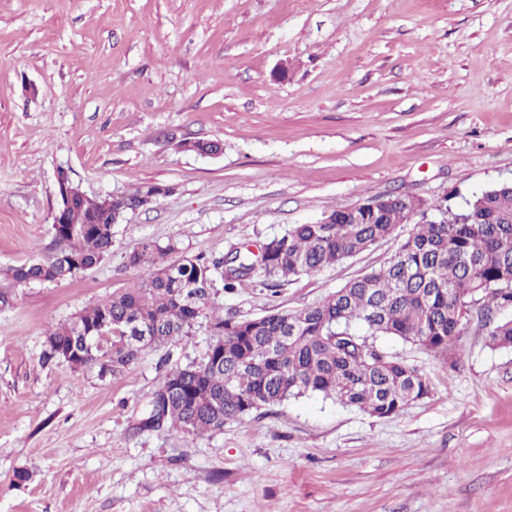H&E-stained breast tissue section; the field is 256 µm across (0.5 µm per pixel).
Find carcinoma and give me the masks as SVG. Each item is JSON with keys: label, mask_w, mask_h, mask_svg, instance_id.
Returning a JSON list of instances; mask_svg holds the SVG:
<instances>
[{"label": "carcinoma", "mask_w": 512, "mask_h": 512, "mask_svg": "<svg viewBox=\"0 0 512 512\" xmlns=\"http://www.w3.org/2000/svg\"><path fill=\"white\" fill-rule=\"evenodd\" d=\"M150 189L146 184L108 197H76V237L56 228L67 248L41 260L12 267L18 284L62 282L79 274L69 256L84 267L97 266L112 249V225L89 220L106 210L134 212ZM432 218L413 225L381 268L348 281L323 302L296 311L271 310L251 318L215 316L208 324L204 358L171 369L182 390L169 399L150 398L138 423L141 430L174 428L197 436L241 421L260 406L280 404L306 393L321 394L378 418H391L428 397L430 383L410 366L368 342L394 337L445 352L460 335L458 312L481 305L486 314L512 308V183L471 195L459 210L441 202H421ZM414 210L389 203L375 211L341 207L339 224H297L266 244L260 267L264 280L280 282L333 266L391 236ZM174 247L144 243L128 256L142 272L128 287L89 308L46 336V360L81 355V366L102 376L123 374L153 347L192 333L211 306L215 275L224 291L249 276L253 265L236 255L230 266L200 259L167 261ZM112 322V342L85 350L83 336L101 319ZM493 347H512V319L496 320L488 331Z\"/></svg>", "instance_id": "obj_1"}]
</instances>
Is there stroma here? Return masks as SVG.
Instances as JSON below:
<instances>
[{
	"mask_svg": "<svg viewBox=\"0 0 512 512\" xmlns=\"http://www.w3.org/2000/svg\"><path fill=\"white\" fill-rule=\"evenodd\" d=\"M197 139L221 153L180 149ZM61 169L90 196L169 192L92 270L15 284L61 249ZM503 181L512 0H0V512H512V347L474 312L445 353L377 338L431 384L384 419L308 393L201 437L137 430L167 368L204 356L201 327L118 377L43 360L49 329L137 278L143 242L255 254L372 196L458 205ZM410 230L276 297L257 273L212 297L239 319L317 305Z\"/></svg>",
	"mask_w": 512,
	"mask_h": 512,
	"instance_id": "35a3bbf8",
	"label": "stroma"
}]
</instances>
